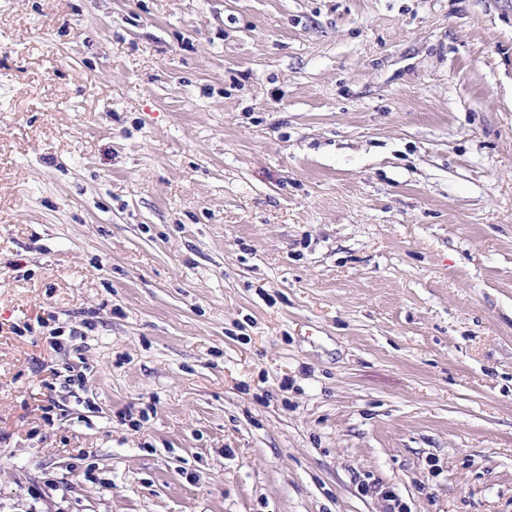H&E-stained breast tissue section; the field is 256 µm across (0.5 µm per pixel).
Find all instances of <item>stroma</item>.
Segmentation results:
<instances>
[{
	"instance_id": "1",
	"label": "stroma",
	"mask_w": 512,
	"mask_h": 512,
	"mask_svg": "<svg viewBox=\"0 0 512 512\" xmlns=\"http://www.w3.org/2000/svg\"><path fill=\"white\" fill-rule=\"evenodd\" d=\"M0 512H512V0H0Z\"/></svg>"
}]
</instances>
